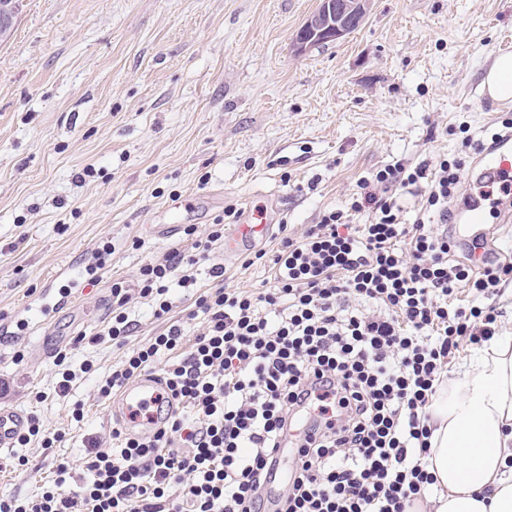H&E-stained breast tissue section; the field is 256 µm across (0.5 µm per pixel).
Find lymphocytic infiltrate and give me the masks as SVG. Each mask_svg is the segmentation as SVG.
<instances>
[{
    "instance_id": "obj_1",
    "label": "lymphocytic infiltrate",
    "mask_w": 512,
    "mask_h": 512,
    "mask_svg": "<svg viewBox=\"0 0 512 512\" xmlns=\"http://www.w3.org/2000/svg\"><path fill=\"white\" fill-rule=\"evenodd\" d=\"M459 132L463 154L376 169L344 206L257 252L269 287L199 295L187 318L205 327L193 342L176 321L127 350L102 396L168 354L162 382L175 413L150 437L114 428L111 450L89 444L80 482L60 465L39 498L1 496L0 512H407L423 500L435 484L433 398L461 347L498 335L491 296L512 279V262H449L447 232L405 219L410 194L447 221L467 157L486 148L468 126ZM365 211L369 223H354ZM198 262L175 249L140 268L136 290L114 283L113 341L136 328L132 294L167 318L172 286L192 285ZM463 286L471 300L453 306ZM292 431L298 456L281 481L266 459Z\"/></svg>"
}]
</instances>
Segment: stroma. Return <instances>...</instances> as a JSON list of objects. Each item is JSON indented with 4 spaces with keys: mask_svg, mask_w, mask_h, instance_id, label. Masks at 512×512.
Returning a JSON list of instances; mask_svg holds the SVG:
<instances>
[{
    "mask_svg": "<svg viewBox=\"0 0 512 512\" xmlns=\"http://www.w3.org/2000/svg\"><path fill=\"white\" fill-rule=\"evenodd\" d=\"M319 0H20L0 40V319L26 316L45 287L68 289L58 267L110 246L108 268L78 300L85 324L61 309L46 329L0 337V405L37 418L52 445L0 450V496L36 495L59 464L84 474L89 441L112 445L115 424L99 386L126 353L108 337L112 285L133 287L142 265L189 252L226 209L279 199L283 232H302L343 204L359 179L402 159L457 152L453 127L496 131L512 102L480 82L512 31V0H370L364 23L334 43L297 51L294 38ZM93 176H85V168ZM316 190H308V183ZM192 224L195 236H154L155 224ZM228 259L214 245L195 285L173 290L168 320L133 298L148 343L187 321L203 292L261 289L267 266ZM224 269L223 278L211 275ZM78 371L56 393L55 356ZM23 360H15V353Z\"/></svg>",
    "mask_w": 512,
    "mask_h": 512,
    "instance_id": "obj_1",
    "label": "stroma"
}]
</instances>
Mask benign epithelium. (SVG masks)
Here are the masks:
<instances>
[{
  "mask_svg": "<svg viewBox=\"0 0 512 512\" xmlns=\"http://www.w3.org/2000/svg\"><path fill=\"white\" fill-rule=\"evenodd\" d=\"M366 13L367 0H320L318 10L301 27L298 44L306 49L338 40L362 23Z\"/></svg>",
  "mask_w": 512,
  "mask_h": 512,
  "instance_id": "benign-epithelium-1",
  "label": "benign epithelium"
}]
</instances>
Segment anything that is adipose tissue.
Segmentation results:
<instances>
[{"label":"adipose tissue","mask_w":512,"mask_h":512,"mask_svg":"<svg viewBox=\"0 0 512 512\" xmlns=\"http://www.w3.org/2000/svg\"><path fill=\"white\" fill-rule=\"evenodd\" d=\"M437 494L417 512H512V338L495 337L431 407Z\"/></svg>","instance_id":"ef3b65f1"}]
</instances>
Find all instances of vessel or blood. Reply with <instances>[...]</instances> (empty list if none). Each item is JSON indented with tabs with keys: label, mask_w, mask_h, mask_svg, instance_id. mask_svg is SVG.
I'll use <instances>...</instances> for the list:
<instances>
[{
	"label": "vessel or blood",
	"mask_w": 512,
	"mask_h": 512,
	"mask_svg": "<svg viewBox=\"0 0 512 512\" xmlns=\"http://www.w3.org/2000/svg\"><path fill=\"white\" fill-rule=\"evenodd\" d=\"M471 181L477 194L464 198L455 211L453 235L461 243L482 235L489 213H496L499 223L512 222V135L501 138L479 156ZM272 229L270 208L243 206L240 223L224 234L225 255L243 253L266 240ZM115 402L125 426L143 435L153 433L171 410L160 377L151 373L128 385ZM28 424L29 417L23 411L0 406V447H13Z\"/></svg>",
	"instance_id": "b4317fda"
}]
</instances>
